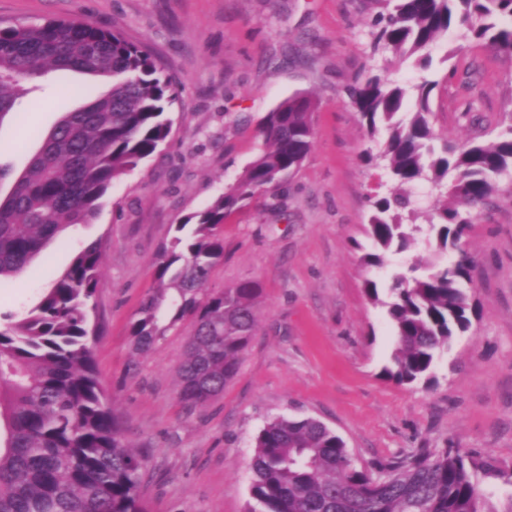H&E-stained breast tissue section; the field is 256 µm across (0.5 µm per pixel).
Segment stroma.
Here are the masks:
<instances>
[{"label": "stroma", "mask_w": 512, "mask_h": 512, "mask_svg": "<svg viewBox=\"0 0 512 512\" xmlns=\"http://www.w3.org/2000/svg\"><path fill=\"white\" fill-rule=\"evenodd\" d=\"M379 0H0V22L74 19L116 29L172 77L178 100L158 151L115 181L97 219L68 228L18 277L0 284V312L34 306L84 242L104 241L90 312L97 377L126 441L146 461L145 512H246L255 438L277 417H313L345 442L356 467L373 469L421 449L449 446L512 470V175L492 205L473 212L465 247L475 259L470 330L436 362L433 384L401 385L383 369L393 331L363 283L387 297L425 247L361 261L367 197L384 171L362 160L385 133L369 135L350 85L379 73L371 21ZM455 31L392 70L413 86L435 81L439 140L512 136V57ZM40 91L0 122V163L21 173L62 113L107 83L78 72L43 78ZM317 102L301 167L277 193H259L226 220L224 258L208 289L243 280L262 286L257 332L223 393L186 409L177 368L191 321L135 354L129 323L155 286L153 261L177 224L208 207L259 153L262 122L288 97Z\"/></svg>", "instance_id": "1"}]
</instances>
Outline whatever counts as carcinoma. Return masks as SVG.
I'll return each instance as SVG.
<instances>
[{
    "mask_svg": "<svg viewBox=\"0 0 512 512\" xmlns=\"http://www.w3.org/2000/svg\"><path fill=\"white\" fill-rule=\"evenodd\" d=\"M512 0H397L373 24L374 47L393 60L427 61L451 28L512 55ZM79 71L108 82L106 93L62 114L24 172L0 196V283L20 274L48 243L72 226L90 224L112 184L154 155L171 131L176 101L170 77L142 46L121 32L66 19L0 25V123L33 91L28 82ZM434 82L412 89L374 76L350 89L360 123L388 132L366 162L384 168L397 188L370 199L368 267L413 248L422 232L405 185L426 183L443 199L428 220V238L451 263L426 264L421 277H398L391 300L364 281L369 300L392 325L386 378L431 383L438 358L468 332L474 259L463 248L470 214L493 203L494 179L512 174V138L444 143L436 150L430 122ZM416 111L402 115L408 94ZM312 97L295 94L265 117L264 145L239 180L211 205L186 217L154 261L156 287L129 325L138 354L184 319L193 321L177 370L179 398L189 410L221 394L237 373L257 329L260 285L241 281L203 293L224 257L219 228L241 202L276 188L297 169L313 139ZM190 232H185L186 227ZM103 240L82 245L36 306L8 314L0 327V512H144V459L122 437L96 375L89 304L101 282ZM247 512H498L483 478L512 485V471L489 456L455 448L421 450L372 474L357 468L344 440L320 420L277 417L256 436Z\"/></svg>",
    "mask_w": 512,
    "mask_h": 512,
    "instance_id": "1",
    "label": "carcinoma"
}]
</instances>
